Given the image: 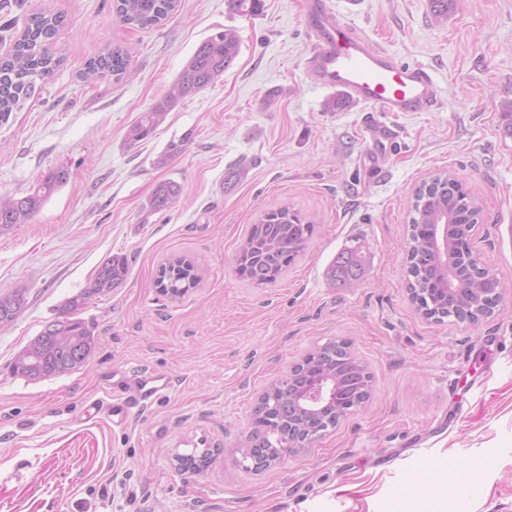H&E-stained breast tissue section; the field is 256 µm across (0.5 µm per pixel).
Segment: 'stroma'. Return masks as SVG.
I'll list each match as a JSON object with an SVG mask.
<instances>
[{"mask_svg": "<svg viewBox=\"0 0 512 512\" xmlns=\"http://www.w3.org/2000/svg\"><path fill=\"white\" fill-rule=\"evenodd\" d=\"M329 2L435 74L439 109L387 114L400 136L385 150L365 140L363 108L339 109L307 82L298 0L248 15L178 0L148 29L123 23L113 0H0V56L31 14L64 18L53 76L0 124V197L69 172L35 219L0 235V292L27 298L0 329V512H512V117L500 107L512 100V0H453L444 19L429 0ZM227 28L241 43L232 66L129 144L140 114ZM115 47L130 52L126 73L85 83L86 62ZM180 138L184 151L157 166ZM439 171L477 199L471 246L507 289L475 327L423 317L405 288L411 194ZM166 181L180 201L148 212ZM284 205L314 225L304 252L274 283L239 278L250 225ZM346 248L364 258L354 288L326 276ZM173 254L198 275L175 301L154 285ZM113 255L129 270L80 313L97 341L87 365L14 375L15 355ZM339 340L372 375L364 408L269 469L244 470L260 394ZM145 371L171 388L123 420L92 415ZM203 444L209 468L176 472L173 455Z\"/></svg>", "mask_w": 512, "mask_h": 512, "instance_id": "stroma-1", "label": "stroma"}]
</instances>
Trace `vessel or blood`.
I'll return each mask as SVG.
<instances>
[{"label":"vessel or blood","mask_w":512,"mask_h":512,"mask_svg":"<svg viewBox=\"0 0 512 512\" xmlns=\"http://www.w3.org/2000/svg\"><path fill=\"white\" fill-rule=\"evenodd\" d=\"M302 16L312 37L304 62L307 79L336 94L341 105L367 109L363 130L373 146L389 144L399 135L383 114L435 110L438 97L430 67L403 62L388 48L373 45L328 0H303ZM170 385L167 376L149 373L137 381L135 395L145 404Z\"/></svg>","instance_id":"obj_1"}]
</instances>
